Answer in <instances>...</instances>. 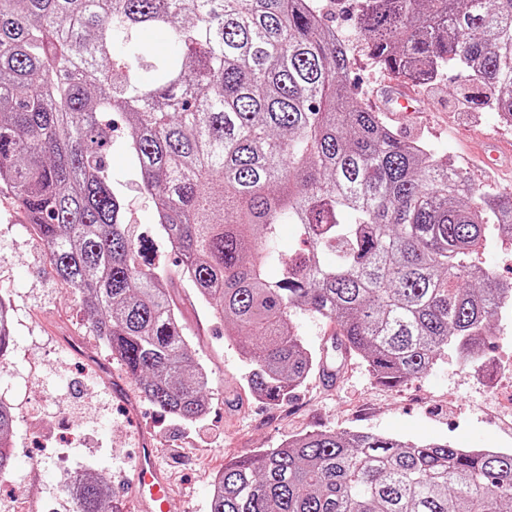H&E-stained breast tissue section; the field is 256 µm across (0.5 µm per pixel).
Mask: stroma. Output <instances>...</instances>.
Segmentation results:
<instances>
[{"label":"stroma","mask_w":512,"mask_h":512,"mask_svg":"<svg viewBox=\"0 0 512 512\" xmlns=\"http://www.w3.org/2000/svg\"><path fill=\"white\" fill-rule=\"evenodd\" d=\"M344 43L358 33L348 0H315ZM349 80L365 105L376 106L385 74L356 53ZM455 72L416 88L420 110L386 113L405 140H424L480 191L512 185V160L487 168L477 148L493 137L512 147V127L487 109L457 111ZM112 183L127 203L126 221L146 239L141 265L169 275L168 288L197 360L212 384L207 414L184 424L147 401L84 318L79 293L59 280L47 250L13 195L0 193V297L11 307V345L0 362V400L16 417L12 469L0 476V512H74L65 487L82 472L111 481L121 512H134L125 485L144 444L158 450L171 480L169 512H208L213 481L226 463L278 447L313 429L363 430L417 442L448 441L458 448H512V316L491 325L480 355L488 372L465 367L455 352L401 386L377 383L354 357H333L334 376L313 373L291 397L271 406L249 394L239 349L224 324L189 282L176 278L179 256L155 222L150 199L127 150L129 128L112 114ZM477 265L512 282V239L490 236Z\"/></svg>","instance_id":"obj_1"}]
</instances>
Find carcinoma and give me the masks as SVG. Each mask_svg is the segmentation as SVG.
Masks as SVG:
<instances>
[{"mask_svg":"<svg viewBox=\"0 0 512 512\" xmlns=\"http://www.w3.org/2000/svg\"><path fill=\"white\" fill-rule=\"evenodd\" d=\"M377 68L421 87L457 72L466 101L512 119V0H360ZM158 30L174 50L115 83L114 41ZM348 48L306 0H0V191L14 195L54 274L82 294L93 335L144 397L187 423L207 413L165 279L138 262L107 147L128 150L181 272L224 321L247 384L276 403L324 356L293 317L336 326L334 350L382 384L448 347L471 365L512 309V282L471 284L488 237L512 235V190L476 191L426 144L401 139L349 84ZM303 248L285 256L279 229ZM11 338L0 299V361ZM11 407L0 401V476ZM74 512H120L80 473ZM512 452L315 429L234 461L209 512H504Z\"/></svg>","mask_w":512,"mask_h":512,"instance_id":"carcinoma-1","label":"carcinoma"}]
</instances>
